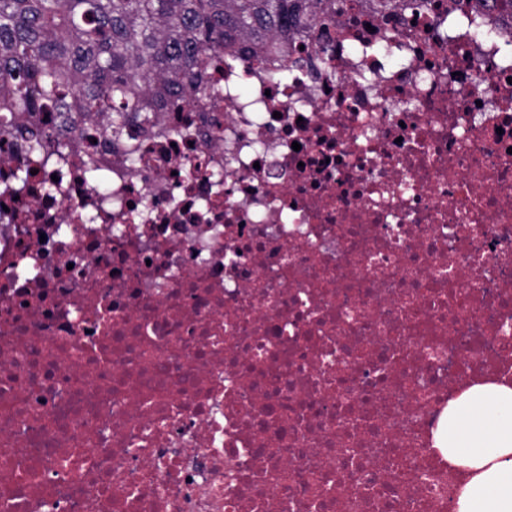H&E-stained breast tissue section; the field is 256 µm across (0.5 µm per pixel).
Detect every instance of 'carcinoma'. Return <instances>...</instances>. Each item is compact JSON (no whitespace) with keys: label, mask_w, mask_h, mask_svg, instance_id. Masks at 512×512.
<instances>
[{"label":"carcinoma","mask_w":512,"mask_h":512,"mask_svg":"<svg viewBox=\"0 0 512 512\" xmlns=\"http://www.w3.org/2000/svg\"><path fill=\"white\" fill-rule=\"evenodd\" d=\"M373 13L414 11L419 0H366ZM347 0H0V109L12 148L61 154L85 144L98 183L106 157L134 166L139 147L164 130L196 92L221 94L216 62L247 58L288 74L291 41L326 29Z\"/></svg>","instance_id":"cac0c4a2"}]
</instances>
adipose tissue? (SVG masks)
<instances>
[{"label":"adipose tissue","mask_w":512,"mask_h":512,"mask_svg":"<svg viewBox=\"0 0 512 512\" xmlns=\"http://www.w3.org/2000/svg\"><path fill=\"white\" fill-rule=\"evenodd\" d=\"M435 445L468 470L456 512H512V386L477 384L448 404V433Z\"/></svg>","instance_id":"adipose-tissue-1"}]
</instances>
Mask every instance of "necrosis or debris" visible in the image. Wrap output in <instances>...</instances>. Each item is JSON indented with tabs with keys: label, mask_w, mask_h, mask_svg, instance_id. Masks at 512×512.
<instances>
[{
	"label": "necrosis or debris",
	"mask_w": 512,
	"mask_h": 512,
	"mask_svg": "<svg viewBox=\"0 0 512 512\" xmlns=\"http://www.w3.org/2000/svg\"><path fill=\"white\" fill-rule=\"evenodd\" d=\"M308 48L215 65L223 151L186 110L103 189L0 168V512H453L448 403L512 385V14Z\"/></svg>",
	"instance_id": "4bbe7bcc"
}]
</instances>
